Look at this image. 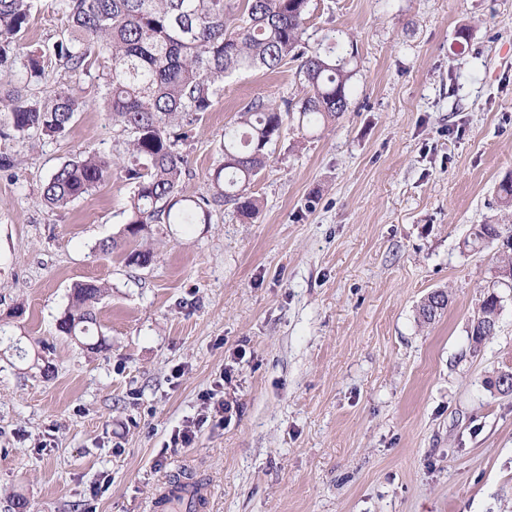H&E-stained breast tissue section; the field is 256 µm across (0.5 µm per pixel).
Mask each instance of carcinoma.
I'll use <instances>...</instances> for the list:
<instances>
[{"mask_svg":"<svg viewBox=\"0 0 512 512\" xmlns=\"http://www.w3.org/2000/svg\"><path fill=\"white\" fill-rule=\"evenodd\" d=\"M310 0H51L67 21L52 55L69 74L71 85L46 106L29 83H47L46 52L24 42L37 0H0V71L20 64L26 85L0 91V136L64 133L87 101L79 89L103 81L102 102L112 124L127 134L126 151L134 181L124 228L136 238L150 224H208L211 202L182 195L185 156L181 146L191 126L212 111L224 78L241 70L280 69L300 61L297 76L307 92L281 109L263 99L247 102L236 125L224 129L223 161L213 174L224 203L246 217L258 206L251 185L266 167L269 148L284 121L311 129L351 107L350 52L340 35L325 36L326 47L311 48L303 35ZM178 126L182 132L174 133ZM109 160L88 153L54 170L43 200L54 208L97 188L111 170ZM512 240V226L483 224L470 248L490 240ZM108 293L95 281L76 284L57 329L79 343H95V304Z\"/></svg>","mask_w":512,"mask_h":512,"instance_id":"carcinoma-1","label":"carcinoma"}]
</instances>
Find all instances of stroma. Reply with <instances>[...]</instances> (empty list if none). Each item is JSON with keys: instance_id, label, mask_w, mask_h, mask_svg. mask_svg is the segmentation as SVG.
Returning <instances> with one entry per match:
<instances>
[{"instance_id": "35a3bbf8", "label": "stroma", "mask_w": 512, "mask_h": 512, "mask_svg": "<svg viewBox=\"0 0 512 512\" xmlns=\"http://www.w3.org/2000/svg\"><path fill=\"white\" fill-rule=\"evenodd\" d=\"M65 27L41 0L25 41ZM334 29L356 56L351 108L310 131L285 121L252 219L217 204L210 223L124 237V137L94 85L64 134L0 136V512H155L183 474L205 512H512V394L488 386L512 362V287L495 281L500 243L463 246L512 225V0H310L305 42ZM297 68L225 78L182 147L184 195H212L246 102L304 96ZM88 151L111 176L46 206L49 175ZM135 248L147 267L127 265ZM85 281L108 289L101 353L56 329ZM492 289L499 325L477 348ZM435 290L448 305L422 323ZM41 341L46 375L15 354ZM219 379L223 425L173 446ZM504 233L506 235H504ZM500 238H503L502 242L508 239L512 240L511 225L509 228L506 229L505 224H482L480 227L479 234L476 236L473 235L472 240L469 238L466 241H464V245L465 247H470L473 249V247H477L484 241L490 240L489 242H493L500 240Z\"/></svg>"}]
</instances>
